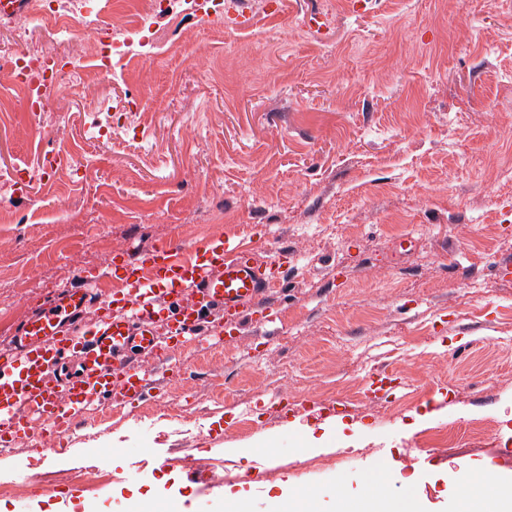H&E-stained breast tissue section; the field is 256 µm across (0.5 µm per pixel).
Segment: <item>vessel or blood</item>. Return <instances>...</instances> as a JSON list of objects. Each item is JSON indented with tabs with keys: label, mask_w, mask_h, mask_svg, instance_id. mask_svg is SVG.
Instances as JSON below:
<instances>
[{
	"label": "vessel or blood",
	"mask_w": 512,
	"mask_h": 512,
	"mask_svg": "<svg viewBox=\"0 0 512 512\" xmlns=\"http://www.w3.org/2000/svg\"><path fill=\"white\" fill-rule=\"evenodd\" d=\"M113 289L97 278L55 291L18 325L0 351V447L36 439L46 457L67 445V433L93 404L135 410L156 389L158 367L193 343L235 340L259 298L276 284L258 248L218 238L193 248L169 242L147 252L113 251ZM381 371L369 401L401 387ZM300 409L331 420L346 417L340 400L304 399Z\"/></svg>",
	"instance_id": "b4317fda"
}]
</instances>
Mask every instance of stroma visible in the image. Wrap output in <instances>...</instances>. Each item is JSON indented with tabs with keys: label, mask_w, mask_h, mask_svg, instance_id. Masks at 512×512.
<instances>
[{
	"label": "stroma",
	"mask_w": 512,
	"mask_h": 512,
	"mask_svg": "<svg viewBox=\"0 0 512 512\" xmlns=\"http://www.w3.org/2000/svg\"><path fill=\"white\" fill-rule=\"evenodd\" d=\"M248 0L256 25L157 17L168 45L127 56L94 83L93 39L78 30L77 81L56 95L64 122L43 136L15 102L0 119V169L67 163L30 189L14 222L0 187V349L17 325L113 251L247 238L284 280L234 347L180 351L179 376L135 416L92 408L47 462L0 447V482L90 464L109 497L71 488L70 512H336V493L381 477L390 498L453 512L448 467L512 477V0ZM324 21L314 31L310 17ZM113 107L111 131L91 111ZM408 387L372 404L379 367ZM346 398L344 428L281 421L269 400ZM250 421H243V411ZM455 437L442 445L440 429ZM166 467L126 479L130 462ZM224 464L220 495L199 500L185 464Z\"/></svg>",
	"instance_id": "stroma-1"
}]
</instances>
